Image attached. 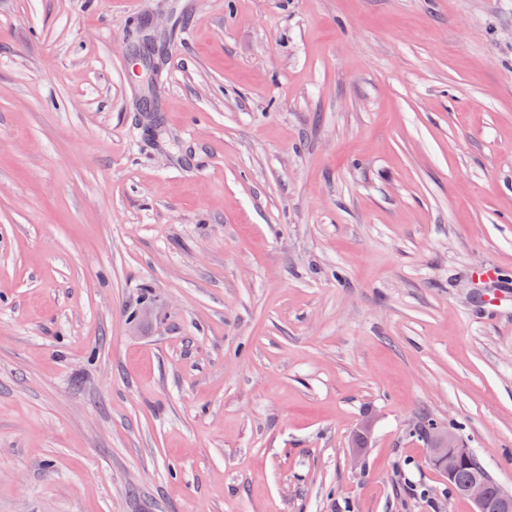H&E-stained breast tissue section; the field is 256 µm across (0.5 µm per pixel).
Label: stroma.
<instances>
[{
    "instance_id": "stroma-1",
    "label": "stroma",
    "mask_w": 512,
    "mask_h": 512,
    "mask_svg": "<svg viewBox=\"0 0 512 512\" xmlns=\"http://www.w3.org/2000/svg\"><path fill=\"white\" fill-rule=\"evenodd\" d=\"M425 417L512 492V0H0V512H474Z\"/></svg>"
}]
</instances>
